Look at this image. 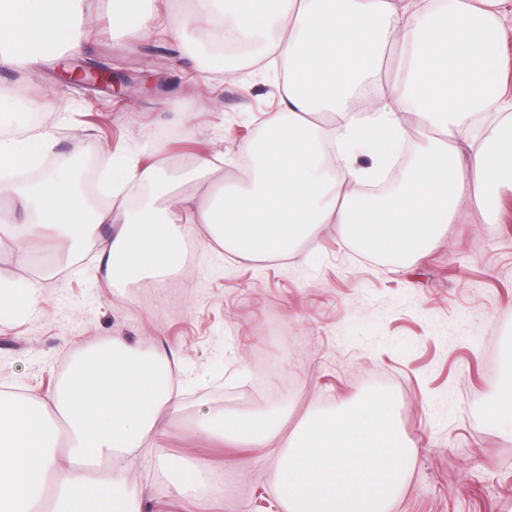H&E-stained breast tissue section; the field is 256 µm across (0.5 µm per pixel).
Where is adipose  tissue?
Returning <instances> with one entry per match:
<instances>
[{
    "mask_svg": "<svg viewBox=\"0 0 512 512\" xmlns=\"http://www.w3.org/2000/svg\"><path fill=\"white\" fill-rule=\"evenodd\" d=\"M77 0H0V67L48 47L77 51ZM504 0H195L213 46L247 48L278 98L264 139L240 146L253 159L226 184L223 155L178 171L113 165L109 206L94 208L70 174L50 170L30 185L0 179V200L22 209L11 239L25 248L52 229L77 260L98 246L113 284L182 268L194 225L236 257L298 256L324 224L369 254L408 261L441 239L463 205L488 212L512 190V27ZM393 68H386L389 55ZM331 116L335 124L323 128ZM415 157L387 192L366 187L392 168L407 141ZM52 136L17 123L0 136V170L38 165ZM368 163H359V155ZM148 186L138 207L121 195ZM184 185L193 194L181 193ZM183 404L171 364L115 337L78 357L49 400L0 392V512H143L131 479L159 411ZM284 411L208 412L207 442L280 447L275 484L284 512H389L407 482L412 443L390 398L367 393L342 410L308 412L282 437ZM184 495L204 487L205 467L158 450Z\"/></svg>",
    "mask_w": 512,
    "mask_h": 512,
    "instance_id": "1",
    "label": "adipose tissue"
}]
</instances>
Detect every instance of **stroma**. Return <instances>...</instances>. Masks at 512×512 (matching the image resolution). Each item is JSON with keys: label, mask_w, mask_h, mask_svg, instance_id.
<instances>
[{"label": "stroma", "mask_w": 512, "mask_h": 512, "mask_svg": "<svg viewBox=\"0 0 512 512\" xmlns=\"http://www.w3.org/2000/svg\"><path fill=\"white\" fill-rule=\"evenodd\" d=\"M89 3L77 59L108 62L135 84L162 82L164 92L102 112L101 89L63 84L56 61H22L0 71V130L30 121V102H41L50 159L91 160L89 189L106 200L110 156L175 171L200 156H238L261 136L264 113L277 106L272 87L248 59L213 50L192 0H174L149 38L136 19L113 20L106 0ZM205 237L196 226L182 273L122 287L107 281L96 251L63 265L65 248L49 232L23 261L12 242L1 244L0 282L38 278L41 302L0 313V391L48 398L78 352L114 336L167 354L185 412L175 421L160 414L159 445L206 461L221 484L207 497H178L150 462L136 472L144 512H284L278 449L206 446L198 410L283 407L287 435L309 410L383 391L416 449L391 512H512V444L486 410L512 368V191L491 218L464 208L441 242L403 265L343 246L333 224L302 245V262L234 259L206 248ZM49 265L57 274L39 278Z\"/></svg>", "instance_id": "stroma-1"}]
</instances>
